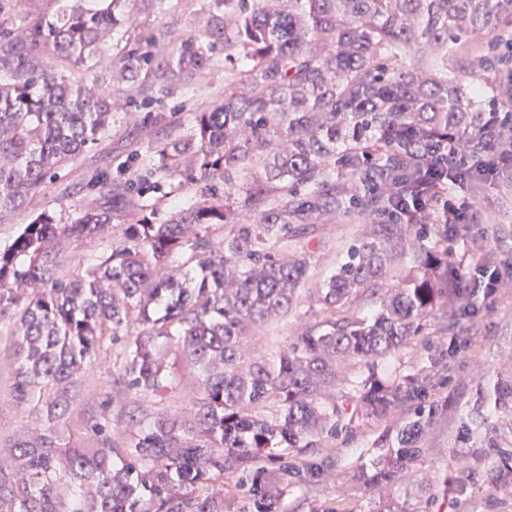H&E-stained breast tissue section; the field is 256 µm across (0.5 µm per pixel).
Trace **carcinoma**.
<instances>
[{"instance_id": "carcinoma-1", "label": "carcinoma", "mask_w": 512, "mask_h": 512, "mask_svg": "<svg viewBox=\"0 0 512 512\" xmlns=\"http://www.w3.org/2000/svg\"><path fill=\"white\" fill-rule=\"evenodd\" d=\"M59 2L0 29V223L133 94L146 107L153 89L190 86L222 51L224 98L156 139L144 186L96 178L72 223L40 214L0 248V339L15 405L37 422L0 452V512H224V475L388 415L401 386L380 363L463 300L448 239L399 209L450 158L512 141L498 109L512 86L448 80V51L511 26L512 0H205L199 34L160 54L151 34L131 41V11L164 0ZM113 47L112 86L63 74ZM163 179L194 197L158 224L143 192ZM351 215L362 232L305 288L302 240ZM74 242L96 248L77 275ZM305 291L313 319L273 356L255 347ZM116 346L107 401L77 403L81 373ZM172 346L202 390L182 412L163 407L183 383ZM483 404L512 414V356ZM426 426L415 416L372 461L382 512H429L430 484L397 494ZM488 457L492 482L512 484V451Z\"/></svg>"}]
</instances>
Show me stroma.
Masks as SVG:
<instances>
[{"label": "stroma", "instance_id": "1", "mask_svg": "<svg viewBox=\"0 0 512 512\" xmlns=\"http://www.w3.org/2000/svg\"><path fill=\"white\" fill-rule=\"evenodd\" d=\"M204 8L203 0H166L162 9L135 12L134 28L152 32L162 50L174 39L195 34ZM195 84L192 95L181 89L156 95L149 111L175 116V132L189 130L193 113L223 97V66L209 67ZM133 124V116L114 113L111 134L37 193L30 213L0 224V247L11 241L19 225L29 222L31 213L45 211L57 223H69L89 201L93 175L116 176L134 153H146V143L131 141ZM453 191L464 203L468 224L466 236L452 238V260L466 277V306L424 318L418 344L390 361L400 379L418 381L421 393L402 399L387 418L359 420L324 447L266 464L256 478H225L224 512H260L262 502L252 486L273 481L281 490L274 512H376L378 491L360 485L354 475L419 411L428 414L430 422L421 441L425 453L418 474L440 483L430 512H512V491L493 487L482 456L488 443L512 445V416L500 411L479 426L471 420L480 392L495 381L505 355L512 352V171L482 182L480 191H472L466 182ZM358 227L357 220L346 218L318 225L309 244L316 276L332 270L337 248L350 243ZM486 253L494 257L499 272V287L491 296L481 286L477 266L478 256ZM308 315L304 303L287 317L262 326L255 333L257 345L270 350L283 344L298 333ZM11 364L8 350L0 348V439L4 441L21 425L11 397ZM462 451L468 452L471 468V480L464 487L455 481V456Z\"/></svg>", "mask_w": 512, "mask_h": 512}]
</instances>
